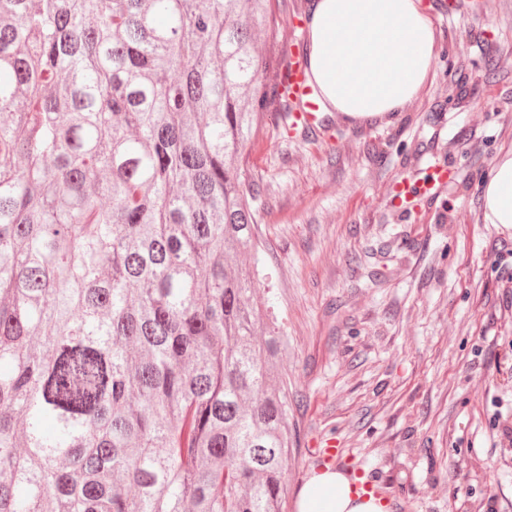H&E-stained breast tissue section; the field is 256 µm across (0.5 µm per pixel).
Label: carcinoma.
<instances>
[{"mask_svg": "<svg viewBox=\"0 0 512 512\" xmlns=\"http://www.w3.org/2000/svg\"><path fill=\"white\" fill-rule=\"evenodd\" d=\"M276 0H0V512H282L239 159Z\"/></svg>", "mask_w": 512, "mask_h": 512, "instance_id": "carcinoma-1", "label": "carcinoma"}]
</instances>
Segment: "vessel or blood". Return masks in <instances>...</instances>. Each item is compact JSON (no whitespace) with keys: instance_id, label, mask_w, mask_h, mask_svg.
<instances>
[{"instance_id":"vessel-or-blood-1","label":"vessel or blood","mask_w":512,"mask_h":512,"mask_svg":"<svg viewBox=\"0 0 512 512\" xmlns=\"http://www.w3.org/2000/svg\"><path fill=\"white\" fill-rule=\"evenodd\" d=\"M279 75L283 92L300 104L299 110L283 113V126L301 136L316 134L323 125L321 92L313 82L308 67L291 57L283 63ZM457 176V171L448 164H431L423 177L396 180L390 191L391 200L402 210H412L419 203L435 196Z\"/></svg>"}]
</instances>
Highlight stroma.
<instances>
[{
    "mask_svg": "<svg viewBox=\"0 0 512 512\" xmlns=\"http://www.w3.org/2000/svg\"><path fill=\"white\" fill-rule=\"evenodd\" d=\"M436 62L402 112L313 138L267 117L242 167L260 322L287 338L283 512L333 440L388 512H512V227L485 224V179L512 148V0H425ZM274 64L306 56L310 0H279ZM456 181L410 214L387 192L426 163Z\"/></svg>",
    "mask_w": 512,
    "mask_h": 512,
    "instance_id": "35a3bbf8",
    "label": "stroma"
}]
</instances>
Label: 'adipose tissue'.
I'll return each mask as SVG.
<instances>
[{"instance_id":"1","label":"adipose tissue","mask_w":512,"mask_h":512,"mask_svg":"<svg viewBox=\"0 0 512 512\" xmlns=\"http://www.w3.org/2000/svg\"><path fill=\"white\" fill-rule=\"evenodd\" d=\"M308 69L326 111L370 121L414 99L431 72L436 32L422 0H312ZM485 223L512 225V150L488 175ZM296 512H385L344 473L320 468L299 488Z\"/></svg>"}]
</instances>
